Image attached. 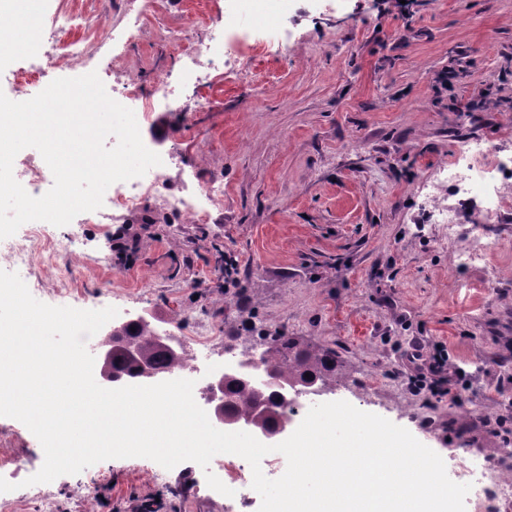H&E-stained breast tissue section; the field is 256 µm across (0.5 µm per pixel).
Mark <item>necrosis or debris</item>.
<instances>
[{"label":"necrosis or debris","instance_id":"necrosis-or-debris-1","mask_svg":"<svg viewBox=\"0 0 512 512\" xmlns=\"http://www.w3.org/2000/svg\"><path fill=\"white\" fill-rule=\"evenodd\" d=\"M194 21L202 27V35L187 40L168 32L164 38L186 80L203 86L211 79L223 76L229 48L224 42L223 28L212 25L206 9H198ZM78 25L77 16L69 13L55 14L44 25L42 38L48 44L49 52L44 57L31 56L26 67L9 75L14 96L25 94L31 84L48 80L50 69L80 66L97 72L103 81L115 82L112 97L118 103L140 99L142 125H151L155 113L180 111L181 85L170 81L164 73L156 77L146 93L117 84L116 58H98L95 51L83 43L69 39V32ZM482 152L481 144L464 143L458 159L440 169L438 176L454 195L481 200L484 204L483 217L490 221L497 218L504 208L499 188L503 183L512 182V152H503L491 166L479 162ZM163 180V169L156 166L144 176L116 183L111 197L113 211L139 210L146 199L162 195ZM448 475L455 482L471 484L472 489L466 497L469 512H512V454L503 451L488 454L465 449L454 456Z\"/></svg>","mask_w":512,"mask_h":512}]
</instances>
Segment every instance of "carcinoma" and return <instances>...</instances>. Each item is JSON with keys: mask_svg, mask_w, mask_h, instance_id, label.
<instances>
[{"mask_svg": "<svg viewBox=\"0 0 512 512\" xmlns=\"http://www.w3.org/2000/svg\"><path fill=\"white\" fill-rule=\"evenodd\" d=\"M258 340L265 346L260 363L285 381H302L316 389L333 393L348 379L343 362L333 348L279 331L262 332L258 334ZM129 343L135 344L136 354L133 357L127 352ZM101 345L112 348L106 371L129 380H136L145 373L167 376L172 369L186 363L184 349L173 351L161 344L157 330L151 325L135 323L117 338L104 335ZM227 391L231 412L243 418L253 416L257 407L264 403L265 395L249 385L230 381Z\"/></svg>", "mask_w": 512, "mask_h": 512, "instance_id": "obj_1", "label": "carcinoma"}]
</instances>
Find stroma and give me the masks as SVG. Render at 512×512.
<instances>
[{"label": "stroma", "instance_id": "obj_1", "mask_svg": "<svg viewBox=\"0 0 512 512\" xmlns=\"http://www.w3.org/2000/svg\"><path fill=\"white\" fill-rule=\"evenodd\" d=\"M124 2L36 0L29 19L14 25L18 46L0 57V73L28 58L37 39L30 19L65 10L86 20L72 38L100 54L132 42L122 79L148 88L173 64L161 30L194 34L197 0H156L137 25ZM231 8L230 0L209 2L251 77L225 71L209 110L159 112L141 131L156 150L178 154L166 171L169 192L196 195L223 182L208 223H173L156 200L100 224L80 214L48 228L76 239L59 256L74 297L57 296L54 270L38 260L22 280L52 306L131 310L175 336L204 330L217 363L228 336L238 356L259 355L246 334L252 325L312 339L348 368L335 400L406 428L441 457L512 446L498 426L512 418V183L500 188L508 209L486 227L484 266L463 269L453 258L471 245L481 206L457 204L435 181L465 139L512 147V0H412L407 20L398 0H292L280 57L252 50L270 11L243 21ZM102 18L112 43L99 41ZM448 69L474 108L449 109L436 82ZM486 83L493 91L483 98ZM452 205L454 236L428 221L429 209ZM228 259L236 264L229 280ZM489 266L504 279L487 284ZM419 346L447 349L472 414L493 405L487 430H449L456 404L432 383L413 386L407 358ZM4 461L21 481L44 462L38 439L8 417H0ZM158 468L147 458L110 459L94 465L92 481L63 475L46 488L62 512H239L198 464L181 463L160 482L152 478Z\"/></svg>", "mask_w": 512, "mask_h": 512}]
</instances>
